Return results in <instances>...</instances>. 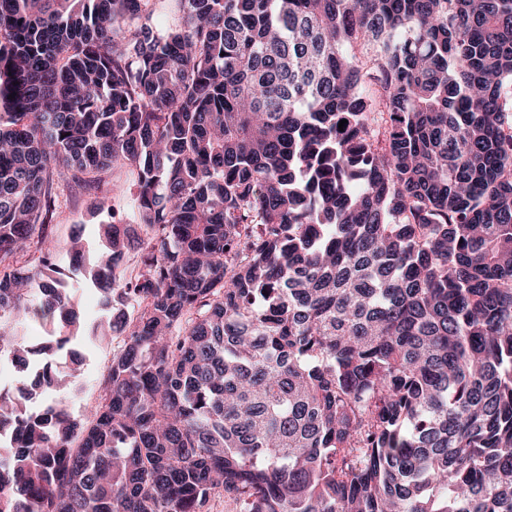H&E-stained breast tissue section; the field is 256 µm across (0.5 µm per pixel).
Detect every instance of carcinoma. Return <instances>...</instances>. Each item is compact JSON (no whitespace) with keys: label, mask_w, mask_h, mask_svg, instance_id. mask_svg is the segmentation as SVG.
I'll return each instance as SVG.
<instances>
[{"label":"carcinoma","mask_w":512,"mask_h":512,"mask_svg":"<svg viewBox=\"0 0 512 512\" xmlns=\"http://www.w3.org/2000/svg\"><path fill=\"white\" fill-rule=\"evenodd\" d=\"M172 2L0 0V358L79 327L61 194L132 166L144 234L87 418L0 390V512H512V0Z\"/></svg>","instance_id":"carcinoma-1"}]
</instances>
